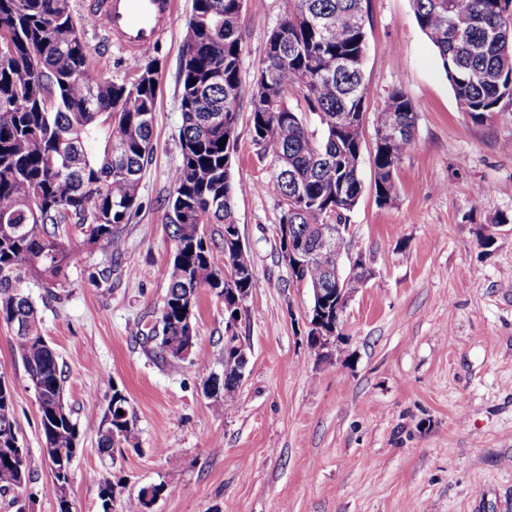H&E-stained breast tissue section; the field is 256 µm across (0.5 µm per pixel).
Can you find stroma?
Here are the masks:
<instances>
[{
    "label": "stroma",
    "mask_w": 512,
    "mask_h": 512,
    "mask_svg": "<svg viewBox=\"0 0 512 512\" xmlns=\"http://www.w3.org/2000/svg\"><path fill=\"white\" fill-rule=\"evenodd\" d=\"M148 59L159 62L154 153L118 259L74 233L81 258L62 284L28 278L58 355L65 402L80 429L72 512H101L103 479L122 480L114 505L164 484L153 512H512V110L477 123L462 112L411 0H365L363 193L348 214L346 257L370 277L322 354L307 345L309 288L290 278L276 227L280 200L259 191L274 166L251 132L254 77L282 15L281 0H244L234 199L254 286L234 329L203 288L190 362L162 359L143 337L159 317L176 243L166 224L181 161L179 72L192 0ZM417 112L415 146L398 196L375 200V117L394 90ZM111 268L109 280L100 272ZM248 362L229 414L203 384L224 369V338ZM14 331L0 323V376L9 382L28 450L26 512H58L40 413ZM139 444L106 456L98 426L114 392Z\"/></svg>",
    "instance_id": "35a3bbf8"
}]
</instances>
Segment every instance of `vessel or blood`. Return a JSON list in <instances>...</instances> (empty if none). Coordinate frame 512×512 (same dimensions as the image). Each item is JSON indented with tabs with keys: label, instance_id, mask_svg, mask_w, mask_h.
<instances>
[{
	"label": "vessel or blood",
	"instance_id": "obj_1",
	"mask_svg": "<svg viewBox=\"0 0 512 512\" xmlns=\"http://www.w3.org/2000/svg\"><path fill=\"white\" fill-rule=\"evenodd\" d=\"M80 7L102 43L119 46L131 63L175 24L173 0H80Z\"/></svg>",
	"mask_w": 512,
	"mask_h": 512
}]
</instances>
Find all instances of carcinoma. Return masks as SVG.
<instances>
[{"label":"carcinoma","mask_w":512,"mask_h":512,"mask_svg":"<svg viewBox=\"0 0 512 512\" xmlns=\"http://www.w3.org/2000/svg\"><path fill=\"white\" fill-rule=\"evenodd\" d=\"M240 0H193L181 65V162L172 173L167 225L176 251L158 325L146 339L163 358L183 360L168 336L189 332L188 301L198 290L224 287V271H253L247 249L216 267L207 224L236 223L232 208L243 185L228 179L238 124L242 39ZM417 24L437 50L462 111L481 122L502 111L512 86V0H412ZM364 0H282V18L264 49L252 89L250 121L256 144L278 162L261 189L281 199L279 223L313 249L357 204L363 140L360 125L370 96L363 80ZM71 0H0V322L34 389L48 460L76 448L80 431L64 402L65 378L43 335L37 310L21 288L31 274L55 286L78 263L69 226L88 242L120 252L123 225L137 210L145 163L154 152L153 113L158 65L133 64L114 80L84 41ZM317 117L321 134L305 114ZM417 115L409 96L394 91L376 115L375 130L404 129L376 145L374 189L381 203L397 196V168L415 145ZM224 145H219L221 139ZM72 154L66 164L59 149ZM336 268V250L320 249L293 272L314 287ZM238 386L222 381L213 398L229 412ZM99 449L137 448L131 418L107 409ZM13 394L0 378V493L15 490L26 460Z\"/></svg>","instance_id":"cac0c4a2"}]
</instances>
